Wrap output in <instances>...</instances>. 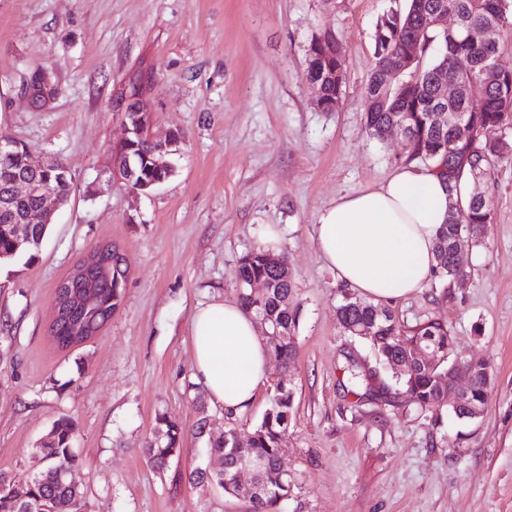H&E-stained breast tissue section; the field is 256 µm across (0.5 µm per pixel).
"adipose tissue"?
Returning a JSON list of instances; mask_svg holds the SVG:
<instances>
[{
  "label": "adipose tissue",
  "instance_id": "1",
  "mask_svg": "<svg viewBox=\"0 0 512 512\" xmlns=\"http://www.w3.org/2000/svg\"><path fill=\"white\" fill-rule=\"evenodd\" d=\"M448 219V189L431 168L403 165L381 185L320 212L317 246L348 288L394 302L418 292L436 270L435 244ZM194 368L225 410L249 407L268 380L267 348L253 318L234 301L197 309Z\"/></svg>",
  "mask_w": 512,
  "mask_h": 512
}]
</instances>
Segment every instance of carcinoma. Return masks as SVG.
Listing matches in <instances>:
<instances>
[{"label":"carcinoma","mask_w":512,"mask_h":512,"mask_svg":"<svg viewBox=\"0 0 512 512\" xmlns=\"http://www.w3.org/2000/svg\"><path fill=\"white\" fill-rule=\"evenodd\" d=\"M446 11L454 15L457 25L442 28L434 23L433 15ZM490 28L495 35L512 27V0H406L405 6L389 9L375 25L372 35L374 65L365 88L368 110L365 113V131L377 140L383 139L386 127L397 124L407 134L409 160H419L427 166L446 165L448 173L445 183L448 192H453L463 172L474 176L478 172L482 180L491 178L502 164L512 165V142L507 131L512 129V66L501 63L499 41L477 45L468 39V29ZM333 39L329 32H318L310 39L307 57L314 58L318 73L325 81L327 101L332 104L341 98L346 82V59L341 46H336V56L325 53L322 44ZM412 56L409 68L398 75L387 86L381 74L391 64ZM459 72L463 77L484 86L481 100L473 102L460 96L448 102V111L461 112L476 131L470 140L455 139L447 122L440 118L438 107L437 74L443 68ZM24 153L6 164L0 162V196L9 190L13 178L24 171ZM465 225L459 226L455 215L440 230L436 241V275L439 287L447 289L462 278L465 271L454 262L451 244L458 234L469 237L471 244H479V234L492 221L489 199H468ZM38 246L15 250L9 224L0 221V255L4 261H30ZM269 252L253 250L240 260L237 301L249 314L259 313L273 318L284 335L266 339L269 354L279 361L283 370L293 367L297 357V345L291 334L295 333L299 319V308L285 307V301L294 297L296 288L293 279L280 276L268 260ZM265 280L270 284L266 296L254 299L250 296V282ZM99 299L95 302V316L90 318L84 310L75 312L70 321L61 324L54 332L56 336H71L89 323L102 325L112 317L116 304L112 293L122 289L112 288V277L99 279ZM337 317L342 327H368L375 338L374 351L379 363L390 368L404 366L401 376L394 383L415 396V403L425 409L440 410L448 407V397L442 394L438 375L448 368V348L452 338L448 326L438 321H428L414 327H404L386 307L367 301L355 305L343 301L337 308ZM430 348L439 358L436 366L419 363L415 351ZM475 372V383L471 401L487 404L494 377L486 373L484 361L470 358ZM346 379L352 386L367 382L368 375L362 366L347 361L344 369ZM294 389L278 384L269 393L268 405L262 420L253 432L251 457L263 463L260 478L263 492L248 498L252 512H274L276 504L291 495L286 478L281 472L280 460L284 449L280 446V435L288 428L295 411ZM158 435L145 447L146 455L157 469H162L168 459L179 449L182 427L161 416ZM78 431L77 423L68 416L56 419L51 427L52 440L42 447V459L46 468L34 476L15 495L0 493V512H38L49 500L59 497H82L80 489L69 484L65 471L75 468L79 459L72 448ZM234 431L224 432V439L210 443L209 450L224 456V474L207 475L201 470L190 473L196 484L209 481L234 496L237 489L232 486L237 459L233 448Z\"/></svg>","instance_id":"carcinoma-1"}]
</instances>
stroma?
Wrapping results in <instances>:
<instances>
[{
  "label": "stroma",
  "mask_w": 512,
  "mask_h": 512,
  "mask_svg": "<svg viewBox=\"0 0 512 512\" xmlns=\"http://www.w3.org/2000/svg\"><path fill=\"white\" fill-rule=\"evenodd\" d=\"M392 0H0V137L63 161L74 188L30 265H0V470L26 482L63 415L78 424L73 479L79 512H250L248 501L191 471L223 464L209 440L252 435L267 407L260 389L226 412L195 378L191 320L236 300L239 261L280 230L299 307L298 356L269 383L296 392L281 436L296 485L276 512H512V165L486 183L493 219L463 254L467 275L447 296L424 286L391 304L406 327L447 324L453 354L483 358L494 387L482 417L422 409L392 387L360 396L341 365L376 361L341 329L347 288L316 246L321 210L375 186L407 161L405 141L364 131L372 30ZM331 29L346 56L335 111L305 79L311 35ZM48 68L49 108L18 96L28 68ZM153 80L152 129L183 136L172 177L134 193L112 177L123 136L117 91L137 71ZM125 259L119 308L95 336L53 338L55 291L97 244ZM182 425L163 470L144 454L156 418ZM206 433L197 437L195 425Z\"/></svg>",
  "instance_id": "stroma-1"
}]
</instances>
